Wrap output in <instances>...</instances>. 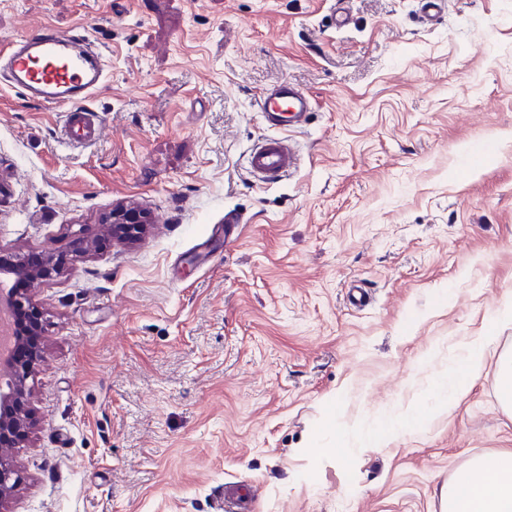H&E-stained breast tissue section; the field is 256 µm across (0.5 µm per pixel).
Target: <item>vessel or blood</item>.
Returning <instances> with one entry per match:
<instances>
[{"label": "vessel or blood", "mask_w": 512, "mask_h": 512, "mask_svg": "<svg viewBox=\"0 0 512 512\" xmlns=\"http://www.w3.org/2000/svg\"><path fill=\"white\" fill-rule=\"evenodd\" d=\"M80 38L45 28L0 48V59L7 60L9 83L31 100L59 107L64 111L62 138L78 145L92 139L98 123L86 106L101 86L103 71L84 52L78 51ZM260 110L284 127H298L313 110L311 97L288 79L270 87L260 100ZM299 157L283 137H268L249 152L247 167L263 181L278 179L297 168Z\"/></svg>", "instance_id": "obj_1"}]
</instances>
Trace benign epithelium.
<instances>
[{"label": "benign epithelium", "instance_id": "obj_1", "mask_svg": "<svg viewBox=\"0 0 512 512\" xmlns=\"http://www.w3.org/2000/svg\"><path fill=\"white\" fill-rule=\"evenodd\" d=\"M112 236L120 242L137 240L147 224L146 216L141 212L119 210L113 213ZM62 260L46 258L40 264H11L0 266V277L17 284L6 295L0 297V304H7L10 316L14 317L28 309L31 322L22 329L11 323V344L7 350L0 352V371L7 374L6 388L0 391V448H16L24 442L31 430L29 408L34 394L27 387V379L34 370L32 364L21 363L14 359L15 346L33 340L39 335L42 314L33 305L24 286L52 276L61 269ZM13 466L6 457L0 458V512H7L6 507L15 495L19 481L12 479Z\"/></svg>", "mask_w": 512, "mask_h": 512}]
</instances>
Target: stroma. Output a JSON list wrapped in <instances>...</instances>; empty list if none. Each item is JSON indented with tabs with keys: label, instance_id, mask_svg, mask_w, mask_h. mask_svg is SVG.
<instances>
[{
	"label": "stroma",
	"instance_id": "obj_1",
	"mask_svg": "<svg viewBox=\"0 0 512 512\" xmlns=\"http://www.w3.org/2000/svg\"><path fill=\"white\" fill-rule=\"evenodd\" d=\"M421 7L0 0V42L81 27L106 70L78 147L0 76V257L66 260L31 286L13 512H224L230 482L248 512H441L457 468L512 450L494 358L454 410L438 392L475 337L512 349L487 324L512 294V0ZM283 78L314 99L302 127L259 109ZM283 134L301 164L261 182L247 154ZM122 207L149 218L129 245L104 234ZM417 419L415 413L406 415L402 421L391 422L379 430L369 434L366 438V447L381 448L390 443L399 433V431L411 425Z\"/></svg>",
	"mask_w": 512,
	"mask_h": 512
}]
</instances>
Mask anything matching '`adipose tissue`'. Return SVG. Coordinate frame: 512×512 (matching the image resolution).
<instances>
[{
    "instance_id": "obj_1",
    "label": "adipose tissue",
    "mask_w": 512,
    "mask_h": 512,
    "mask_svg": "<svg viewBox=\"0 0 512 512\" xmlns=\"http://www.w3.org/2000/svg\"><path fill=\"white\" fill-rule=\"evenodd\" d=\"M493 336L469 343L457 369L445 379L447 407H455L471 381L481 376ZM442 512H512V450L469 459L440 490Z\"/></svg>"
}]
</instances>
